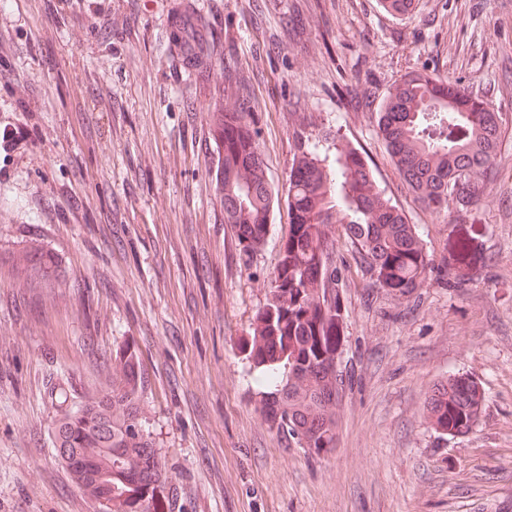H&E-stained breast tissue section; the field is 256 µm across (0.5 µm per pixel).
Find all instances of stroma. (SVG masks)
I'll list each match as a JSON object with an SVG mask.
<instances>
[{
  "mask_svg": "<svg viewBox=\"0 0 512 512\" xmlns=\"http://www.w3.org/2000/svg\"><path fill=\"white\" fill-rule=\"evenodd\" d=\"M0 0V512H100L52 431L105 391L114 348L141 353L142 409L175 512H512V0ZM190 15L213 65L167 46ZM440 73L485 99L502 136L466 220L422 208L379 135L404 75ZM240 75L279 201L250 262L216 195L211 114ZM343 142L434 259L458 235L477 269L403 300L336 239L345 298L333 452L286 447L255 409L243 342L288 229L295 131ZM54 253L67 289H23L7 260ZM485 393L478 425L443 437L431 387Z\"/></svg>",
  "mask_w": 512,
  "mask_h": 512,
  "instance_id": "1",
  "label": "stroma"
}]
</instances>
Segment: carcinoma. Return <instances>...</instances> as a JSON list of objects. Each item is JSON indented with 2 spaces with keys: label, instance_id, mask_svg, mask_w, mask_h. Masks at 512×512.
<instances>
[{
  "label": "carcinoma",
  "instance_id": "1",
  "mask_svg": "<svg viewBox=\"0 0 512 512\" xmlns=\"http://www.w3.org/2000/svg\"><path fill=\"white\" fill-rule=\"evenodd\" d=\"M204 68L203 45L183 57ZM237 112H216L213 133L224 151L216 170L224 223L248 257L271 232L275 194L258 147L259 131L245 98ZM378 129L400 176L426 210L453 209L463 220L483 193L497 159L498 113L444 76L411 73L386 95ZM288 179V231L279 261L244 343L259 372L255 408L288 446L316 455L336 448V405L341 381L336 360L344 298L333 257L335 236L347 237L360 265L389 293L410 299L434 279L464 288L460 274L469 240H457L439 263L426 252L414 225L381 197L362 158L348 147L327 154L320 140L295 131ZM21 288H64L54 254L31 245L13 257ZM139 357L129 345L112 354L107 391L59 419L54 440L76 487L104 512H173V494L141 408ZM484 393L474 381L451 376L425 398L426 419L440 434H467L479 421Z\"/></svg>",
  "mask_w": 512,
  "mask_h": 512
}]
</instances>
